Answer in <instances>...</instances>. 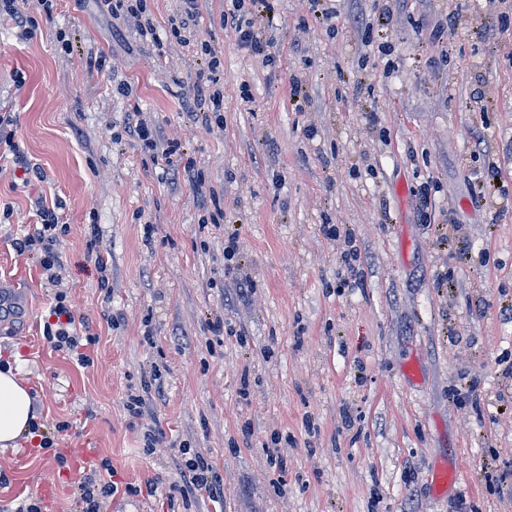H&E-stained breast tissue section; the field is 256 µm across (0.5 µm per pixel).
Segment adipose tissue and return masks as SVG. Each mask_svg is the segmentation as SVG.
Returning <instances> with one entry per match:
<instances>
[{"mask_svg":"<svg viewBox=\"0 0 512 512\" xmlns=\"http://www.w3.org/2000/svg\"><path fill=\"white\" fill-rule=\"evenodd\" d=\"M34 419V400L18 369H0V447H15Z\"/></svg>","mask_w":512,"mask_h":512,"instance_id":"1","label":"adipose tissue"}]
</instances>
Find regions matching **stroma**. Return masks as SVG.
Instances as JSON below:
<instances>
[{
  "mask_svg": "<svg viewBox=\"0 0 512 512\" xmlns=\"http://www.w3.org/2000/svg\"><path fill=\"white\" fill-rule=\"evenodd\" d=\"M197 7V37L222 62L220 125L194 97V46L142 40L137 19L113 22L99 0L48 13L21 0L26 39L0 17V110L46 175L24 187L0 158V207L13 209L0 222V364L19 361L53 442L0 449V512L29 497L75 512L78 482L104 461L119 490L103 512H512L498 480L512 467L505 0H337L327 23L307 0H275L273 16H251L263 59L222 27L225 0ZM123 84L223 191L217 223L128 134ZM426 181L437 191L423 216ZM38 194L64 203L57 288L13 246ZM328 220L356 240L360 287L342 285L345 242ZM58 292L93 327L79 345L89 364L43 335ZM140 388L132 420L124 403ZM186 447L222 476L217 494L183 492ZM457 464L465 488L435 494L429 475Z\"/></svg>",
  "mask_w": 512,
  "mask_h": 512,
  "instance_id": "35a3bbf8",
  "label": "stroma"
}]
</instances>
